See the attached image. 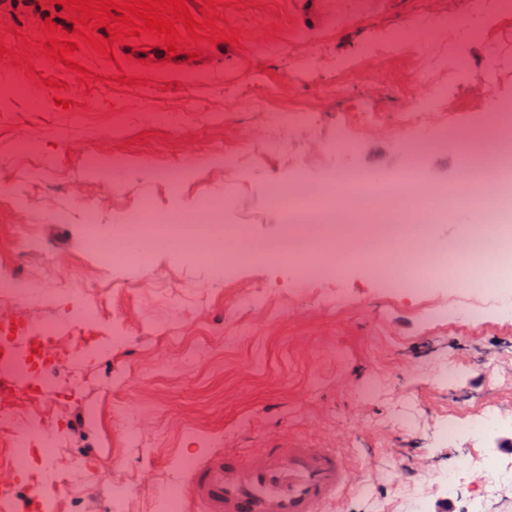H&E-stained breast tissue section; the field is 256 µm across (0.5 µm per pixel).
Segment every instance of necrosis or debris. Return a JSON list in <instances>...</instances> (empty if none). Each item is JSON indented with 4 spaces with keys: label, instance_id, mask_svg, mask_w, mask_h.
<instances>
[{
    "label": "necrosis or debris",
    "instance_id": "4bbe7bcc",
    "mask_svg": "<svg viewBox=\"0 0 512 512\" xmlns=\"http://www.w3.org/2000/svg\"><path fill=\"white\" fill-rule=\"evenodd\" d=\"M426 28L427 38L441 50L430 81L458 79L466 64L457 46L474 36L487 40L494 55L512 62V7L504 0H469L464 12L429 18ZM466 168L477 177L462 187L426 183L417 167L344 183L326 175L310 180L294 176L269 196L288 218L284 238L309 240L308 251L289 254L261 243L249 250L229 247L224 229L229 203L219 187L207 190L184 209L149 198L128 201L123 190L116 189L107 205L84 201L77 214L86 225L89 252L101 265L115 270L134 272L147 266L154 256L152 243L177 245L180 258L205 267L209 278L183 281L177 295L159 285L153 296L168 304L194 299L204 306L209 301L210 281L233 279L250 261L274 268L290 265L311 282L335 276L337 210L361 219L363 232L378 236L382 229L371 219L381 209L397 204L412 209L426 202L433 222L445 224L457 221L453 202L464 194L470 205L463 231L474 242L464 252L465 263H452L447 243L433 239L426 225L411 226L405 250L387 244L372 254H355L354 259L379 277L394 278L406 286L418 281L442 284L457 321H467L473 302L478 301L492 316L508 323L512 321V177L483 175L484 153L480 150L470 152ZM30 286L29 304L40 303L45 293H61L71 301L72 315L65 323L30 319L26 311L17 309L13 290L0 289V304L16 310L14 322L0 324V371L36 391L35 397L25 402L0 396V512H18L16 489L22 484L39 494L42 512H57L60 490L82 492L87 488L86 463L73 459L57 465L53 458L63 436L65 399L78 385L75 372L96 353L73 335L100 333L102 318L97 306L81 301L78 281L34 278ZM34 440L50 454L39 467L29 462Z\"/></svg>",
    "mask_w": 512,
    "mask_h": 512
}]
</instances>
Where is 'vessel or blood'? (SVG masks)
<instances>
[{
	"mask_svg": "<svg viewBox=\"0 0 512 512\" xmlns=\"http://www.w3.org/2000/svg\"><path fill=\"white\" fill-rule=\"evenodd\" d=\"M353 467L336 448L277 440L228 448L188 471L183 512H332L352 491Z\"/></svg>",
	"mask_w": 512,
	"mask_h": 512,
	"instance_id": "obj_1",
	"label": "vessel or blood"
}]
</instances>
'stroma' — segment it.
<instances>
[{
	"label": "stroma",
	"mask_w": 512,
	"mask_h": 512,
	"mask_svg": "<svg viewBox=\"0 0 512 512\" xmlns=\"http://www.w3.org/2000/svg\"><path fill=\"white\" fill-rule=\"evenodd\" d=\"M218 29H238L232 43L184 35L180 50L209 57L198 71L145 70L125 43L106 58L82 45L64 63L42 55L46 23L28 10L0 13V82L23 84L28 94L0 105V278L11 273L89 278L97 259L86 252L84 226L61 224L58 211L80 197L105 199L113 187L128 199L146 196L167 203L158 160L187 158L201 176L183 196L190 204L223 186L233 208L230 228L253 239L278 237L283 213L268 205L271 183L287 182L296 166L329 167L322 146L345 128L359 147V171L399 172L419 166L437 182L464 178L473 142L488 144L500 127L487 116L488 100L512 107V70L495 69L482 40L463 45L477 79H463L439 95L448 123L461 128L455 146L437 131L424 142L397 134L395 112L414 104L415 72L431 65L434 47L396 46L372 55L374 46L402 27L420 26L425 14L458 12L468 0H222ZM88 75H81V68ZM267 88L277 108L313 116L312 124L267 153L252 152L270 132L243 91ZM376 112L361 128L357 111ZM180 112L177 130L148 123L147 113ZM44 133L41 151L49 167L27 177L13 174L18 141ZM225 150L248 149L239 176L228 179L210 161L208 141ZM37 227L28 254L14 248L16 228ZM368 267H341L328 286L298 284L289 271L270 273L244 266L234 284L217 289L208 305L175 316L152 305L146 292L125 300L116 323L122 342L85 365L88 387L73 390L66 410L73 426L64 455L97 464L103 472L92 493L65 495L63 512H109L114 482L137 487L129 512H154L153 484L169 476L176 461L224 448H253L283 436L341 449L354 465L355 490L340 512H411L405 488L427 490V512L446 498L466 512L479 483L448 494L441 477L485 452L501 453L512 426L490 441L436 436L443 424L461 420L487 403L512 413V322L500 323L473 309L467 325L440 316L437 290L420 301L400 298ZM343 292L348 303L328 311L325 289ZM430 307V324L419 311ZM177 323L180 341L163 343L159 330ZM460 348H450V340ZM207 345V355L184 365L186 349ZM455 369L462 390L438 383L434 374ZM132 414L147 441L128 447L121 432Z\"/></svg>",
	"instance_id": "stroma-1"
}]
</instances>
